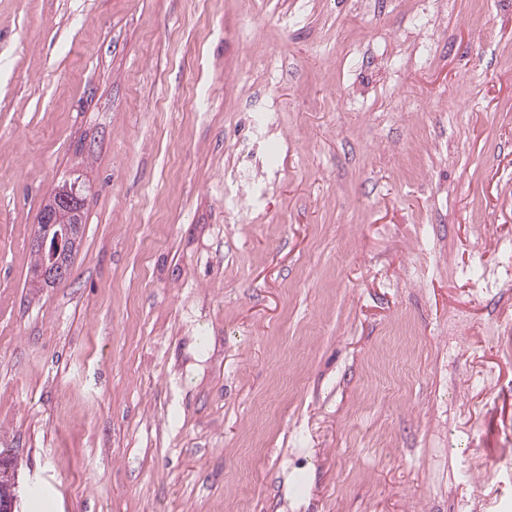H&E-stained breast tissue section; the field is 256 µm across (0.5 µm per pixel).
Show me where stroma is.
<instances>
[{"instance_id": "35a3bbf8", "label": "stroma", "mask_w": 512, "mask_h": 512, "mask_svg": "<svg viewBox=\"0 0 512 512\" xmlns=\"http://www.w3.org/2000/svg\"><path fill=\"white\" fill-rule=\"evenodd\" d=\"M0 454L20 512H512V0H0ZM77 199L76 187L65 183L55 189L42 208L31 241L37 254L34 253V267L37 266L33 267V281L40 288L51 286L69 275L63 257L76 248L78 241V211L74 206ZM76 251L77 248L74 253ZM74 253L70 255V265Z\"/></svg>"}]
</instances>
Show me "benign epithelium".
Instances as JSON below:
<instances>
[{"label": "benign epithelium", "mask_w": 512, "mask_h": 512, "mask_svg": "<svg viewBox=\"0 0 512 512\" xmlns=\"http://www.w3.org/2000/svg\"><path fill=\"white\" fill-rule=\"evenodd\" d=\"M76 187L68 183L58 186L45 202L31 241L38 256L33 281L40 288L64 280L69 268L63 257L76 248L78 241ZM19 485L14 459L0 457V512L18 510Z\"/></svg>", "instance_id": "obj_1"}]
</instances>
